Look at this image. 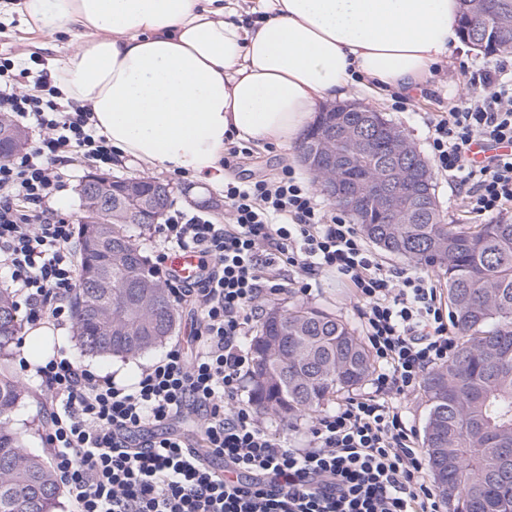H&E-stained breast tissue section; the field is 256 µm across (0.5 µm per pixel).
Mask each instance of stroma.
Returning <instances> with one entry per match:
<instances>
[{
    "label": "stroma",
    "mask_w": 512,
    "mask_h": 512,
    "mask_svg": "<svg viewBox=\"0 0 512 512\" xmlns=\"http://www.w3.org/2000/svg\"><path fill=\"white\" fill-rule=\"evenodd\" d=\"M68 43V37L61 34L29 33L24 31L17 22L0 23V51L11 53L19 61L27 60L33 53L39 55L41 60H49L59 56ZM496 62V57L485 55L468 45L454 49L451 63L442 67L424 91L409 96L407 107L403 110L396 109L391 97L387 95L366 98L362 87L357 84L350 86L347 97L351 100L367 102L368 106L382 112L414 142L419 151L423 152L427 149L424 117L441 111L449 95L467 90L461 73L462 67L475 64L493 65ZM285 163L295 165L297 173L301 174L305 171L297 155L288 154L286 150L275 146H268L262 149L253 148L251 156L240 160L232 173L237 179L244 180L274 173ZM112 173L119 177H148L165 181L173 190L172 199L175 207L209 211L219 220L224 217L221 186L203 185L188 175L182 177L170 171L147 169L128 158L114 165ZM272 303L283 308L303 303L324 309L351 323L356 320L347 289L331 275L321 277L317 292L309 298L304 299L286 292L275 296ZM28 332V327H21L17 335L18 345L14 349L12 373L25 386L27 396L13 417V426L22 435L34 439L37 447L42 448L46 445V429L41 420L40 407L45 395L38 386L33 370L24 365L28 357ZM50 333L52 340L56 342L57 350L76 358L78 365L103 375L107 373L115 375L117 380L127 383L133 381L143 365L152 363L161 356L160 351L157 350L135 359L114 357L103 360L82 356L77 351L72 324L52 327Z\"/></svg>",
    "instance_id": "35a3bbf8"
}]
</instances>
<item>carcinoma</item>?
<instances>
[{
    "label": "carcinoma",
    "instance_id": "carcinoma-1",
    "mask_svg": "<svg viewBox=\"0 0 512 512\" xmlns=\"http://www.w3.org/2000/svg\"><path fill=\"white\" fill-rule=\"evenodd\" d=\"M336 119L320 113L300 149L329 139L371 193L387 169L376 155L328 136ZM111 185L110 218L79 224L76 346L83 356L136 358L170 339L178 311L127 235L134 220L126 180ZM355 223L380 250L437 272L447 290L457 350L423 386L429 402L424 447L448 512H512V221L465 229L435 209L410 224L395 223L372 203ZM18 329L14 296L1 288L0 512H55L62 489L53 470L11 425L27 396L10 371ZM250 346L251 398L260 413L285 423L361 385L372 370L348 321L303 305L270 308Z\"/></svg>",
    "mask_w": 512,
    "mask_h": 512
}]
</instances>
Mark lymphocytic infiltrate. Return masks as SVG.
I'll return each mask as SVG.
<instances>
[{
  "mask_svg": "<svg viewBox=\"0 0 512 512\" xmlns=\"http://www.w3.org/2000/svg\"><path fill=\"white\" fill-rule=\"evenodd\" d=\"M463 74L469 93L427 118L426 140L466 212L490 218L512 208V155L477 165L469 152L512 142V64ZM59 96L43 74L0 59V113L33 134L0 161V278L22 297L28 325L73 318L76 227L50 205L72 152L106 171L119 158L90 107H63ZM224 205L223 223L174 208L156 228L152 268L196 311L194 352L171 346L129 385L64 354L35 370L71 512H442L401 405L456 348L436 281L417 267H385L358 226L292 168L225 182ZM174 250L201 256L197 280L168 273ZM326 273L349 288L377 369L370 391L315 417L292 447L242 398L247 340L269 297L310 295Z\"/></svg>",
  "mask_w": 512,
  "mask_h": 512,
  "instance_id": "1",
  "label": "lymphocytic infiltrate"
}]
</instances>
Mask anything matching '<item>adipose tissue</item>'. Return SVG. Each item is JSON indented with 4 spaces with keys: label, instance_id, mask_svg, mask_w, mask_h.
<instances>
[{
    "label": "adipose tissue",
    "instance_id": "1",
    "mask_svg": "<svg viewBox=\"0 0 512 512\" xmlns=\"http://www.w3.org/2000/svg\"><path fill=\"white\" fill-rule=\"evenodd\" d=\"M459 0H0L75 43L50 77L122 155L224 180L228 142L293 149L350 84L407 95L459 43Z\"/></svg>",
    "mask_w": 512,
    "mask_h": 512
}]
</instances>
